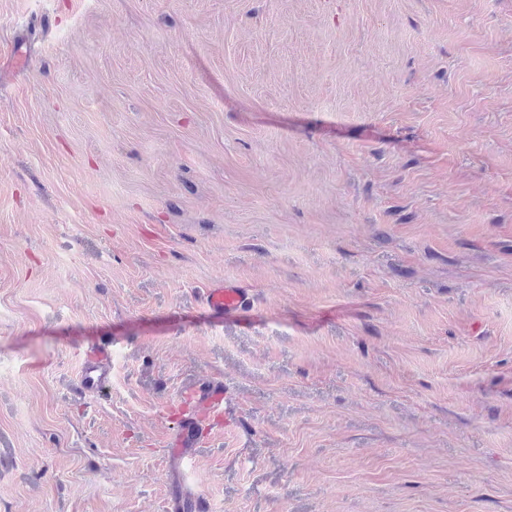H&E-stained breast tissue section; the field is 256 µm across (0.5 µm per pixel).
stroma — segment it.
<instances>
[{
	"label": "stroma",
	"mask_w": 512,
	"mask_h": 512,
	"mask_svg": "<svg viewBox=\"0 0 512 512\" xmlns=\"http://www.w3.org/2000/svg\"><path fill=\"white\" fill-rule=\"evenodd\" d=\"M210 381L212 512H512V0H0V512H166ZM203 303L214 314L234 315L247 312L253 303L247 288L232 282H218L204 293ZM110 359L111 352L106 348H99L90 358H84L80 376L84 393L96 394L106 385L110 378ZM175 401L192 404L198 414L187 417L169 436V462L171 470L176 476V482L167 510L171 512H210V503L206 496L188 488L187 476L194 464L195 450L199 444L205 418L207 415L219 411L223 403L225 415L230 408L232 398L228 390H224V385L221 382H211L181 389L176 395Z\"/></svg>",
	"instance_id": "1"
}]
</instances>
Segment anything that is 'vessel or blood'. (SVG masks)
I'll list each match as a JSON object with an SVG mask.
<instances>
[{"mask_svg":"<svg viewBox=\"0 0 512 512\" xmlns=\"http://www.w3.org/2000/svg\"><path fill=\"white\" fill-rule=\"evenodd\" d=\"M203 303L212 313L234 315L247 312L253 303L248 289L232 282H218L207 288ZM111 353L100 348L84 359L80 383L84 392L95 394L103 388L110 378L109 362ZM177 402L192 404L195 416L186 418L168 440L169 462L176 476L171 493L169 512H210V503L206 496L187 486V476L194 464L195 450L199 444L207 415L217 412L222 406L231 405L230 393L222 383L211 382L200 386L180 390Z\"/></svg>","mask_w":512,"mask_h":512,"instance_id":"vessel-or-blood-1","label":"vessel or blood"}]
</instances>
